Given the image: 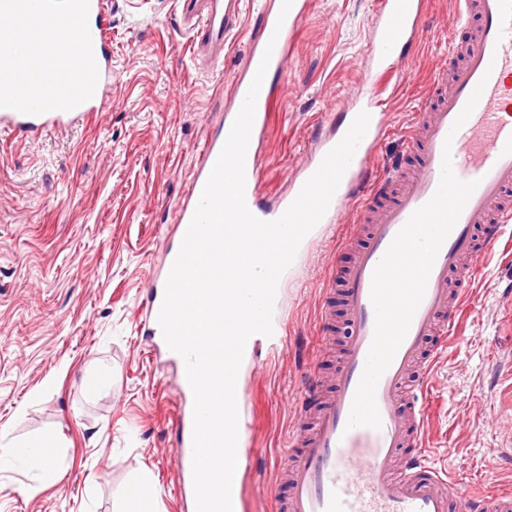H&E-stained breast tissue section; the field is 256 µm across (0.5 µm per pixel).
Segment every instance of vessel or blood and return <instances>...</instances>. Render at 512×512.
<instances>
[{
  "mask_svg": "<svg viewBox=\"0 0 512 512\" xmlns=\"http://www.w3.org/2000/svg\"><path fill=\"white\" fill-rule=\"evenodd\" d=\"M244 0H179L180 16L192 36L195 64L215 72L224 64V47L240 25ZM308 0H271L251 36L243 72L228 76L232 90L225 126H232L260 62L282 72L292 63L291 46ZM106 0H89L88 26L99 78L93 96L68 110L38 115L0 107V128L36 132L65 128L101 112L110 99L112 66ZM425 24L424 0H380L379 32L367 51L369 65L361 84L366 93L341 123L349 129L360 112H368V130L334 193L327 211L304 237L321 240L331 225L354 212L357 248L352 261L326 283L323 323L335 309L343 311L342 355L328 379L313 377L297 403L296 428L281 455L274 489L275 512H512V491L474 493L455 470L435 464L427 440L425 396L438 358L434 337H454L463 311L474 308L467 288L512 223V0H458L449 28L452 54L461 64L438 71L431 83L432 101L416 112L404 139L405 152L416 151L411 168L374 163L377 145L388 132L383 97L397 76L403 50L413 45ZM482 94L462 127L454 122L474 89ZM273 106L269 84H262L245 159V201L263 221L278 219L317 171L337 138H320L307 161L290 180L288 192L273 205L259 202L262 183L260 141ZM226 142L205 140L201 161L176 210V239L164 252L172 267L205 182ZM452 148V167L464 181L478 186L440 248L424 297L395 356L379 379L376 403L380 428L348 427L354 396L363 374L375 329L371 301L373 273L391 242L413 213L427 203L440 181L443 148ZM178 435L172 463L187 508H194L192 431L194 398L186 376L174 391Z\"/></svg>",
  "mask_w": 512,
  "mask_h": 512,
  "instance_id": "b4317fda",
  "label": "vessel or blood"
}]
</instances>
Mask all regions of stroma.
<instances>
[{"mask_svg":"<svg viewBox=\"0 0 512 512\" xmlns=\"http://www.w3.org/2000/svg\"><path fill=\"white\" fill-rule=\"evenodd\" d=\"M112 99L104 112L34 135L0 129V431L21 441L47 433L43 471L0 463V512H184L170 459L175 446L170 384L149 339L143 300L151 271L173 240L176 205L206 139L223 130L224 75L244 68L267 0H245L223 71L195 65L177 0H107ZM379 0H309L294 61L277 88L262 147V198L287 189L313 141L332 134L359 93ZM457 0H425V30L388 114L380 163L426 102L448 58ZM351 220L334 225L284 291L286 337L259 347L241 373V415L251 451L241 512H273L276 461L310 374L329 371L319 319L325 278L353 251ZM479 306L445 343L434 383L429 435L438 463L473 489L512 488V470H489L494 449L512 448V238L485 260L469 290ZM103 364L101 387L86 372ZM148 473L158 496L133 502Z\"/></svg>","mask_w":512,"mask_h":512,"instance_id":"stroma-1","label":"stroma"}]
</instances>
